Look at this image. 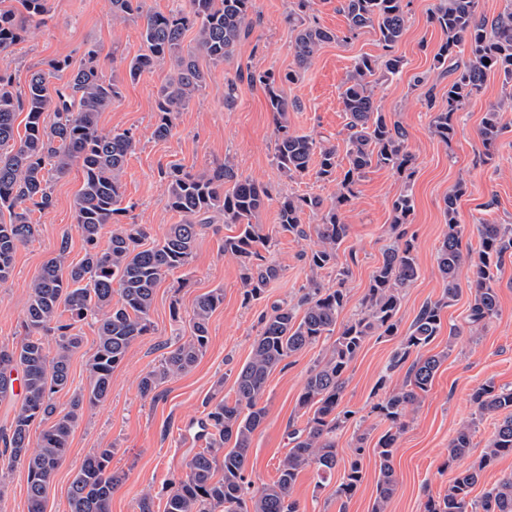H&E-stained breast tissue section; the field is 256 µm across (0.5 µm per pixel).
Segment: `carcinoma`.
Listing matches in <instances>:
<instances>
[{
    "mask_svg": "<svg viewBox=\"0 0 512 512\" xmlns=\"http://www.w3.org/2000/svg\"><path fill=\"white\" fill-rule=\"evenodd\" d=\"M114 20L140 19L145 52L127 66L130 80H137L154 65L168 61L171 71L157 91L154 136L165 140L175 128L179 112L207 84L209 73L199 66L204 57L217 65L248 35L253 0H188V6L164 14L144 10V0H110ZM479 0H439L432 22L445 34L434 59L468 53V59L447 70V106L433 113L431 128L442 142L454 134V116L461 106L482 89L486 75L493 71L512 87V9L488 23L478 18ZM404 0H343L348 32L356 34L373 28L383 47L390 51L405 27ZM49 0H14L0 7V53H6L22 39L26 24H42L49 15ZM196 30L195 45L184 48L188 30ZM339 39L336 32L319 25L297 30L294 61L305 68L325 43ZM390 74L400 71L402 58L390 55L378 61L363 57L350 72L341 93L346 113L347 167L336 176L335 146L317 142L288 129V101L278 84L294 79L272 71L248 74L267 93L273 112L276 137L274 159L288 179L316 164V176L337 182L335 200L325 205L319 196L287 195L279 200L278 225L282 234L298 239L315 237L307 255L312 270L337 268V286L326 288L312 278L302 289L297 303L274 306L262 313L261 329L251 357L240 368L234 383V397L208 399V411L201 421L205 448L187 464L188 472L171 487L164 512H301L293 497L298 476L315 471L319 482L336 468V433L352 412L339 410L345 373L364 342L371 336H395L396 315L402 292L419 276L414 240L405 238L401 226L414 211L411 194L402 192L392 201L396 245L387 249L362 298L363 312L339 322L348 296L343 288L349 269L338 267V250L347 235L342 207L355 197V186L372 167H386L401 176L410 175L414 160L408 150V133L381 111L371 89V77L378 67ZM70 72L61 87L50 78ZM122 96L117 81L108 79L99 65V51L91 47L81 65L73 69L67 58L53 59L38 69L24 89H18L10 75L0 73V283L13 272L18 249L31 242L38 225L34 212L54 206L50 177L58 178L79 165L83 182L74 204V216L84 242V255L66 264V247L48 259L33 278L26 307V336L17 346L0 345V398L14 394L13 372L21 373L23 398L14 415L10 433L0 441L8 463L27 466L28 512H44L46 491L64 462L73 429L84 407L104 401L111 389L112 372L127 350L150 331V311L156 288L172 272L189 263L196 246L198 229L214 223L220 215L226 224L238 226V233L224 237L222 249L239 260L241 288L246 300L260 298L264 288L277 279L280 268L267 262L261 250L268 237L254 222L270 200L268 192L255 181L238 173L229 160L210 170L191 174L173 167L166 173L167 205L181 216L170 225L163 239L148 242L142 224H123L119 216L131 206H122L121 177L136 139L129 130L103 133L100 114ZM26 113L24 133L15 127ZM502 132L499 112L485 114L479 130L487 155ZM458 186L445 199L448 231L437 250L436 262L444 285L441 299L421 307L408 333L393 354L388 370L409 364L405 385L392 391L374 406L389 423L379 438L375 455L379 476L372 512H385L394 496L396 481L391 460L397 440L406 426L409 408L427 393L447 354L425 355L442 328L443 310L460 291L459 271L469 263L471 302L467 315L470 331L483 329L499 314L498 272L504 256L512 251V227L483 222L477 225L480 248L477 258L466 260L463 233L455 221ZM322 213L321 223L309 230L302 224L305 211ZM112 227L104 236L106 227ZM120 299L112 303L113 293ZM224 303V290L214 288L197 297L192 317V335L169 351L164 363L140 380V391L148 396L169 379L189 372L199 361L208 342L212 314ZM96 324V348L88 364L86 388L75 391L67 406L58 408L55 394L70 390V359L82 343L75 333L86 319ZM56 337L50 351L47 337ZM333 338L324 358L310 368L299 409L307 415L306 425L291 432L292 447L281 460L278 477L249 490L245 463L255 432L265 417L260 406L271 373L286 359L323 338ZM414 360H409L410 356ZM479 416L500 417L495 432L480 460L459 471L448 488L429 497L424 512H512V477L486 491L477 502L470 498L486 468L500 457L512 455V388L487 383L471 395ZM42 430L31 443V429ZM471 428H461L448 447V465L469 453ZM363 446L354 449V459L345 469L336 497L351 498L364 478ZM112 449L99 448L89 454L75 474L69 489L71 512H111L112 491L123 479L112 471Z\"/></svg>",
    "mask_w": 512,
    "mask_h": 512,
    "instance_id": "cac0c4a2",
    "label": "carcinoma"
}]
</instances>
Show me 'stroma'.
<instances>
[{"label": "stroma", "instance_id": "obj_1", "mask_svg": "<svg viewBox=\"0 0 512 512\" xmlns=\"http://www.w3.org/2000/svg\"><path fill=\"white\" fill-rule=\"evenodd\" d=\"M407 3L405 30L393 50L402 58L403 68L395 76L376 73L372 86L382 111L408 132L413 176L406 179L385 167L372 168L345 208L348 233L338 262L349 267L350 276L343 318L359 312L373 271L395 241L391 201L407 189L414 197V212L406 229L415 237L419 277L403 292L397 315L399 335L369 338L346 373L340 407L355 411L363 422L338 431L340 462L328 482L317 484L310 470L299 475L293 495L302 512H372L379 474L374 448L388 424L371 414L370 408L379 388L390 391L404 383L405 369L386 371L400 344L399 336L407 332L423 303L442 295L436 250L447 224L453 219L461 225L467 247L479 244V219L512 225V95L497 73H488L481 91L457 112L453 138L445 143L435 137L427 94L435 92L441 107L448 89L447 77L434 64L445 39L431 20L438 0ZM50 4L47 22L29 25L23 40L11 52L0 54V71L10 73L15 87L21 88L32 68L65 56L77 66L89 47L99 50L106 76L122 84L121 99L102 113L99 127L106 133L129 129L137 138L122 176L124 198L133 205L124 222L145 225L154 240L162 239L169 225L178 223V214L166 205L162 176L173 166L195 173L228 159L239 174L267 187L272 196L258 222L270 239L265 257L280 266L279 278L261 299L245 301L239 265L222 251L225 236L236 234V226L219 220L203 229L190 265L157 288L151 329L132 344L113 372L107 399L85 408L45 499V512H70L67 493L77 469L94 450L108 448L112 469L124 476L112 492V512H139V501L146 495L153 499L154 512H164L172 482L184 476L187 462L202 448L194 432L204 413V400L211 395L232 396L235 374L249 359L261 329V313L275 305L295 304L314 274L305 258L312 240L279 231L278 198L316 195L328 201L336 193L335 182L319 180L314 172L291 180L281 174L273 160L275 125L266 92L249 83L246 75L268 69L280 74L295 71L294 80L281 86L283 97L292 104L287 114L290 131L311 135L342 152L347 140L343 84L359 58L380 60L385 51L376 32L366 28L348 41L323 44L310 65L296 69L295 31L288 21L294 0H253L250 35L241 40L230 60L209 66L205 88L179 113L171 137L158 140L152 135L156 93L168 66L161 62L138 80L128 78V62L144 51L140 22L113 21L110 0H50ZM492 109L499 111L503 131L488 152L479 129L485 113ZM81 184L82 174L76 167L53 179L54 207L38 215V233L17 251L11 277L0 283V344H16L25 336L28 291L43 263L61 251L73 263L83 257V240L72 208ZM460 185L465 192L457 201L454 218H447L444 200ZM314 275L325 286L336 284L335 268ZM214 288L223 289L224 303L210 318L209 340L201 359L155 394L142 395V376L161 365L169 343L189 336L196 298ZM496 288L500 313L481 331L469 332L466 324L471 301L468 289H461L444 313L443 327L430 349L447 351L448 357L430 390L414 405L398 439L392 458L397 489L386 512H424L428 497L443 492L460 469L479 460L494 432L496 417L478 416L471 395L489 382L512 387V254L502 261ZM79 330L83 341L70 360V389L56 396L62 407L72 391L86 386L88 362L95 350L93 321L81 324ZM328 347V341H320L285 360L270 375L260 401L266 415L253 437L246 464V474L255 483L276 480L279 463L290 446L291 427L305 424L298 397L307 373ZM465 426L472 431V448L456 467H447L448 446ZM361 435L366 438L365 478L351 499H337L336 488Z\"/></svg>", "mask_w": 512, "mask_h": 512}]
</instances>
